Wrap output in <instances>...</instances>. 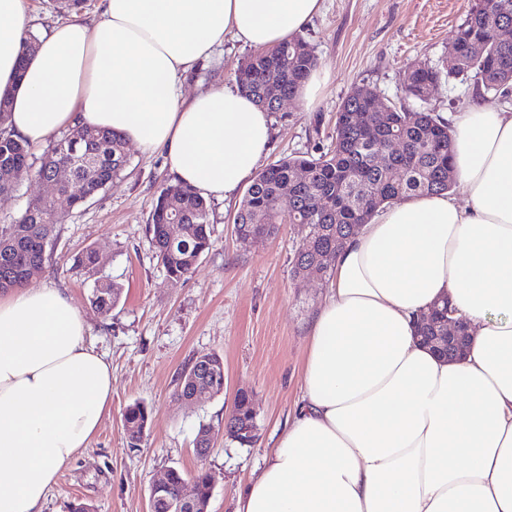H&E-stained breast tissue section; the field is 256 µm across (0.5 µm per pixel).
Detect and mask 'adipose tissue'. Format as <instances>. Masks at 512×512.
Instances as JSON below:
<instances>
[{
  "instance_id": "adipose-tissue-1",
  "label": "adipose tissue",
  "mask_w": 512,
  "mask_h": 512,
  "mask_svg": "<svg viewBox=\"0 0 512 512\" xmlns=\"http://www.w3.org/2000/svg\"><path fill=\"white\" fill-rule=\"evenodd\" d=\"M322 0H104L25 55L26 0H0V99L33 147L110 129L203 197L237 191L269 152L271 120L238 88L180 87L225 37L291 39ZM467 196L380 210L336 256L296 408L234 512H512V111L458 117ZM441 299L472 326L456 361L417 341ZM56 288L0 291V512H42L59 471L98 432L112 366Z\"/></svg>"
}]
</instances>
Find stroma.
<instances>
[{
	"label": "stroma",
	"mask_w": 512,
	"mask_h": 512,
	"mask_svg": "<svg viewBox=\"0 0 512 512\" xmlns=\"http://www.w3.org/2000/svg\"><path fill=\"white\" fill-rule=\"evenodd\" d=\"M475 0H323L301 36L313 48L328 79L312 108L284 103L272 113L268 161L318 154L329 146L336 111L347 93L367 84L385 99L402 97L406 69L417 61L444 65L448 43ZM251 48L225 41L183 81L181 92L231 86ZM444 120L469 106L511 108L508 94H476L459 81L436 87L428 99ZM124 173L77 209L59 204L56 244L31 288H58L84 312L86 340L112 365V403L88 448L60 471L43 512H69L71 503L94 512H147L154 477L174 467L186 474L207 468L216 484L208 512H234L238 491L256 480L263 457L301 394L310 327L329 295V280L295 279L298 225L252 245L239 243L233 217L243 199H210L213 244L191 276L167 277L146 225L159 187L174 182L160 152L128 144ZM97 253L98 274L77 265L86 250ZM112 280L120 299L112 313L90 302L96 275ZM224 357V392L201 404L176 397L181 373L195 357ZM252 394L258 439L242 447L224 437V418L238 390ZM143 402L151 421L139 447H129L123 412ZM212 424L207 459L194 452L200 424Z\"/></svg>",
	"instance_id": "1"
}]
</instances>
